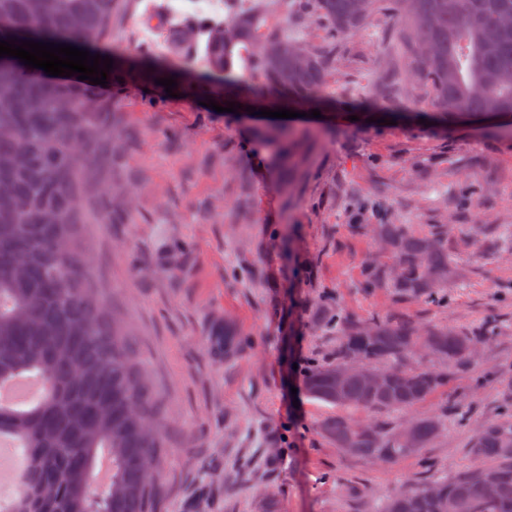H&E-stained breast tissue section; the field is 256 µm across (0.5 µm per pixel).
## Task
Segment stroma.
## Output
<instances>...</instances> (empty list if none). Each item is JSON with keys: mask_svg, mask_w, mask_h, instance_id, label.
<instances>
[{"mask_svg": "<svg viewBox=\"0 0 512 512\" xmlns=\"http://www.w3.org/2000/svg\"><path fill=\"white\" fill-rule=\"evenodd\" d=\"M158 13L188 24L223 16L224 0H123L111 36L92 42L93 51L128 65L167 57ZM396 28L391 0H379L337 45L326 93L339 105L319 119L326 135L290 191L255 139L260 117L212 110L221 80L198 97L172 98L155 83L111 87L133 141L93 193L95 221L82 233L102 299L125 318L163 402L154 512H373L404 482L469 465L473 431L455 422L389 466L345 454L321 435L320 422L337 410L307 396L299 369L336 349L320 329L326 312L316 298L326 288L356 321L493 324L468 370H449L447 387L416 411L430 414L453 399L473 423L498 413L499 388L483 375L512 373V140L475 122L442 131L350 120L351 103L375 97L381 74L404 67L391 44ZM465 182L475 195L462 208L456 193ZM114 183L131 190L129 212L119 223H97L112 209ZM363 199L379 201L391 223L419 236L451 225L448 307L362 289L365 263H395ZM226 328L243 343L230 362L210 353L211 337ZM274 447L280 460L272 468Z\"/></svg>", "mask_w": 512, "mask_h": 512, "instance_id": "35a3bbf8", "label": "stroma"}]
</instances>
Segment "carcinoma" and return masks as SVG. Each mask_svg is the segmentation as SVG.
Instances as JSON below:
<instances>
[{"mask_svg": "<svg viewBox=\"0 0 512 512\" xmlns=\"http://www.w3.org/2000/svg\"><path fill=\"white\" fill-rule=\"evenodd\" d=\"M120 0H0V40L73 45L103 40ZM376 0H255L179 28L170 41L177 58L205 37L209 72L224 76V103L243 106L273 99L289 106L324 105L331 72L327 54L267 21L288 19L311 4L333 38L354 34ZM405 69L395 83L424 85L433 116L502 119L498 133L512 138V28L497 16L512 12V0H394ZM294 44L297 51L281 47ZM116 83L175 77L187 96L206 91L208 81L180 76L170 61L147 60L139 68L119 63L107 73ZM360 106L374 119L402 120L375 99ZM118 104L95 99L90 86L31 74L13 57H0V383L32 373L43 387L39 402L18 410L0 405V436L15 437L25 452L18 493L0 512H149L156 483L147 477L165 448L157 425L162 404L144 376L134 342L122 322L102 305L88 269L79 225L87 223L86 195L101 184L105 166L120 155ZM322 129L293 118H272L261 140L279 154L288 173L297 172L304 152ZM379 238L395 247L388 269L368 263L363 286L391 288L403 300L448 305V249L444 231L414 235L407 224L383 217ZM336 358L314 361L304 374L306 393L342 410L404 413L448 385V367L466 362L465 351L491 335L478 330L429 328L384 319L355 322L331 314ZM424 337L435 355L413 365L411 345ZM215 356L234 358L240 337L224 331L211 338ZM386 373L377 388L336 373L352 355ZM466 412L447 403L413 419L411 448L395 438L398 425L358 424L338 415L320 423V433L353 456L393 464L440 438L448 420ZM112 475L98 490L90 477L99 454ZM471 464L425 485L394 490L379 512H512V411L474 429ZM53 489L49 498L44 487Z\"/></svg>", "mask_w": 512, "mask_h": 512, "instance_id": "1", "label": "carcinoma"}]
</instances>
